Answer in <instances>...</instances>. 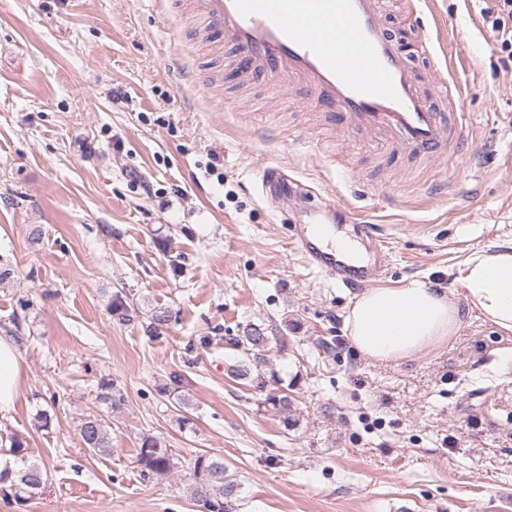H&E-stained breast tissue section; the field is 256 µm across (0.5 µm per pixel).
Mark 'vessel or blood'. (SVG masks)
<instances>
[{
    "label": "vessel or blood",
    "mask_w": 512,
    "mask_h": 512,
    "mask_svg": "<svg viewBox=\"0 0 512 512\" xmlns=\"http://www.w3.org/2000/svg\"><path fill=\"white\" fill-rule=\"evenodd\" d=\"M202 35L231 44L236 72L310 87L343 134H375L403 153L431 158L453 151L463 135L428 100L421 79L381 22L382 0H179ZM344 202H310L295 242L310 266L351 290L379 279L389 252L372 225L360 224L363 245L335 241L336 211Z\"/></svg>",
    "instance_id": "vessel-or-blood-1"
}]
</instances>
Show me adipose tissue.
<instances>
[{"label": "adipose tissue", "instance_id": "1", "mask_svg": "<svg viewBox=\"0 0 512 512\" xmlns=\"http://www.w3.org/2000/svg\"><path fill=\"white\" fill-rule=\"evenodd\" d=\"M465 307L503 335H512V245L473 253L456 288L411 279L397 287L367 289L348 307L344 328L366 358L398 362L448 341ZM22 381L23 360L15 340L0 334V420L14 411Z\"/></svg>", "mask_w": 512, "mask_h": 512}]
</instances>
